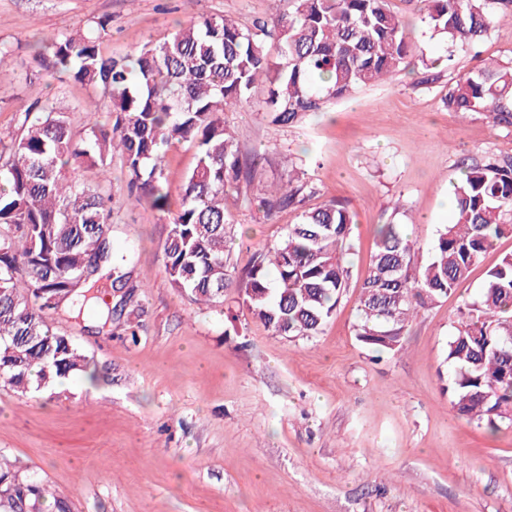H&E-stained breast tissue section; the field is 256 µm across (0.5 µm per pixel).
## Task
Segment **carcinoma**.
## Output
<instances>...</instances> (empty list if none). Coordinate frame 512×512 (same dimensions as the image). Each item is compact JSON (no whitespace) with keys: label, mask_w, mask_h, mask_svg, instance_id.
<instances>
[{"label":"carcinoma","mask_w":512,"mask_h":512,"mask_svg":"<svg viewBox=\"0 0 512 512\" xmlns=\"http://www.w3.org/2000/svg\"><path fill=\"white\" fill-rule=\"evenodd\" d=\"M389 0H292L293 9L242 27L225 17L178 23L172 35L113 57L101 49L106 22L46 37L33 62L97 95L85 111L105 119L74 127L69 112L46 103L0 145V383L27 395L61 387L87 372V356L48 312L68 305L76 323L96 311L115 320L126 296L109 305L87 284L112 264V288L127 287L126 256L114 252L108 194L98 181L66 176L82 166L106 180L120 153L129 195L169 215L161 265L172 288L199 304L237 291L243 307L275 336L322 333L348 286L351 211L338 201L308 207L278 242L236 275L228 244V190L247 175L221 114L267 84V114L294 125L352 92L394 80L408 56L405 24ZM421 21L456 47L489 34L495 5L512 0H421ZM443 104L458 114L484 112L512 127V65H484L448 79ZM191 141L195 166L179 207L163 146ZM307 183L289 169L259 191L267 217L305 203ZM455 217L438 230L430 258L415 267L417 243L400 225H380L369 277L361 287L355 336L377 352H398L418 311L448 298L494 241L512 237V156L468 165L454 188ZM448 393L460 415L490 429L512 423V253L487 273L479 297L460 313L448 339ZM47 487L0 461V512H43Z\"/></svg>","instance_id":"1"}]
</instances>
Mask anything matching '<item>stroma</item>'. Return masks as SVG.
I'll return each mask as SVG.
<instances>
[{
	"instance_id": "obj_1",
	"label": "stroma",
	"mask_w": 512,
	"mask_h": 512,
	"mask_svg": "<svg viewBox=\"0 0 512 512\" xmlns=\"http://www.w3.org/2000/svg\"><path fill=\"white\" fill-rule=\"evenodd\" d=\"M291 0H0V139L21 129L44 97L76 127L92 88L38 74L40 36L108 19L105 53L119 57L169 35L175 22L229 16L245 27ZM410 52L390 83L363 88L304 124L272 125L266 85L226 110L243 158L262 154L226 206L235 228L231 262L298 223L290 207L265 216L253 201L291 158L314 188L310 205L344 203L355 215L350 279L323 332L272 335L239 306L199 305L171 287L159 244L167 218L112 184V242L126 249L136 289L120 319L100 330L50 313L89 359L64 387L21 396L0 385V458L36 475L67 512H512V426L459 416L443 380L448 339L487 272L512 253V237L475 262L447 299L419 311L398 353L375 355L356 339L361 285L377 231L395 205L425 264L438 230L453 221L464 161L512 154V127L460 116L442 102L451 76L481 61L512 63V13L501 12L476 47L457 48L438 82L421 86L420 55L446 45L420 20L417 0H390Z\"/></svg>"
}]
</instances>
